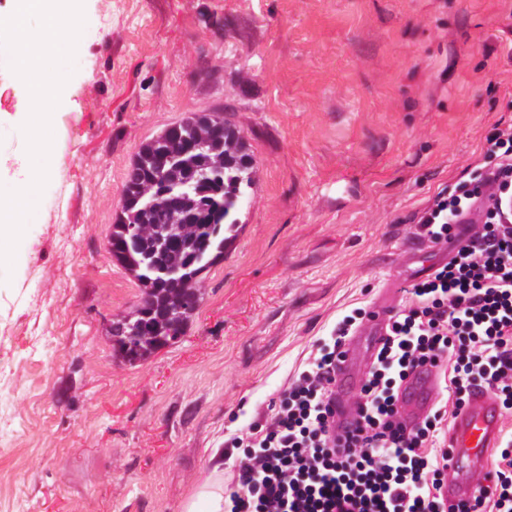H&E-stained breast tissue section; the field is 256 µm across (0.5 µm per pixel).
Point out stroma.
Here are the masks:
<instances>
[{"label": "stroma", "mask_w": 512, "mask_h": 512, "mask_svg": "<svg viewBox=\"0 0 512 512\" xmlns=\"http://www.w3.org/2000/svg\"><path fill=\"white\" fill-rule=\"evenodd\" d=\"M54 168L0 269V512H182L210 456L336 323L448 256L416 236L512 125V0H84ZM0 52V171L26 154ZM220 112L256 160L176 344L133 365L107 327L141 289L108 250L142 143Z\"/></svg>", "instance_id": "1"}]
</instances>
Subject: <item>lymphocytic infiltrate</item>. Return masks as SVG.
<instances>
[{
	"instance_id": "f902f5d3",
	"label": "lymphocytic infiltrate",
	"mask_w": 512,
	"mask_h": 512,
	"mask_svg": "<svg viewBox=\"0 0 512 512\" xmlns=\"http://www.w3.org/2000/svg\"><path fill=\"white\" fill-rule=\"evenodd\" d=\"M472 188L439 191L417 221L418 237L448 251L430 273L407 280L370 364L350 428L334 407L336 373L355 329L339 321L330 343L310 354L262 428L234 438L239 462L225 512H443L448 420L473 389L512 410V126L487 137ZM482 210V225L468 223ZM438 367L442 392L407 425L401 387L418 367ZM493 485L477 481L457 512H512V434L502 439Z\"/></svg>"
}]
</instances>
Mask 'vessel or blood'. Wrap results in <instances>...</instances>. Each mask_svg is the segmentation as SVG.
I'll use <instances>...</instances> for the list:
<instances>
[{"mask_svg": "<svg viewBox=\"0 0 512 512\" xmlns=\"http://www.w3.org/2000/svg\"><path fill=\"white\" fill-rule=\"evenodd\" d=\"M440 372L430 366L422 367L403 383L399 410L406 423L418 422L438 399ZM502 438L501 407L489 391L475 390L465 408L454 418L448 433V446L453 458L448 476L441 489L448 507H457L470 499L475 486L472 472L487 473L489 456L499 447Z\"/></svg>", "mask_w": 512, "mask_h": 512, "instance_id": "obj_1", "label": "vessel or blood"}]
</instances>
